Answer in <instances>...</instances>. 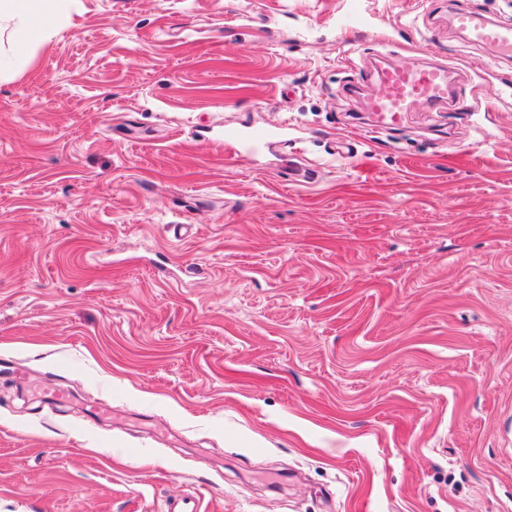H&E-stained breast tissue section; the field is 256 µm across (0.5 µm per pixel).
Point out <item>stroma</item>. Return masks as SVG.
<instances>
[{"label": "stroma", "instance_id": "1", "mask_svg": "<svg viewBox=\"0 0 512 512\" xmlns=\"http://www.w3.org/2000/svg\"><path fill=\"white\" fill-rule=\"evenodd\" d=\"M452 1L512 23V0H74L20 48L0 512H512V59ZM435 60L451 106L372 131L377 63ZM249 122L285 146L225 139Z\"/></svg>", "mask_w": 512, "mask_h": 512}]
</instances>
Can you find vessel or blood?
Returning a JSON list of instances; mask_svg holds the SVG:
<instances>
[{"label": "vessel or blood", "mask_w": 512, "mask_h": 512, "mask_svg": "<svg viewBox=\"0 0 512 512\" xmlns=\"http://www.w3.org/2000/svg\"><path fill=\"white\" fill-rule=\"evenodd\" d=\"M456 23L470 42L492 46L500 55L512 56V24L492 23L478 8L459 10ZM378 89L367 109L379 127L394 128L417 106L435 109L451 101L453 75L444 63L425 66H391L376 73Z\"/></svg>", "instance_id": "1"}]
</instances>
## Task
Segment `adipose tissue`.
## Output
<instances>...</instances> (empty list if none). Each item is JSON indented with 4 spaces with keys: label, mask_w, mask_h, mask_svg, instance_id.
<instances>
[{
    "label": "adipose tissue",
    "mask_w": 512,
    "mask_h": 512,
    "mask_svg": "<svg viewBox=\"0 0 512 512\" xmlns=\"http://www.w3.org/2000/svg\"><path fill=\"white\" fill-rule=\"evenodd\" d=\"M69 0H0V41L21 46L32 41L45 19L62 21Z\"/></svg>",
    "instance_id": "1"
}]
</instances>
